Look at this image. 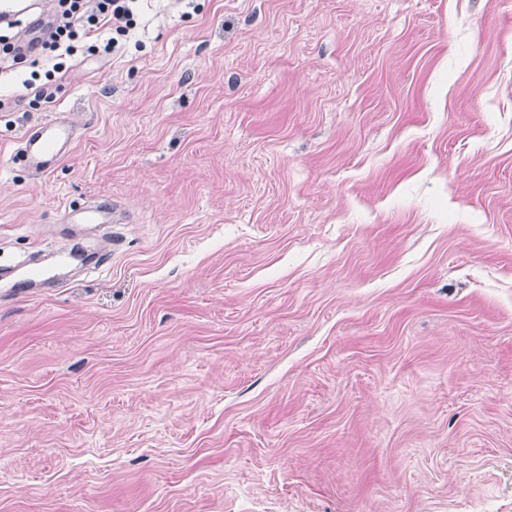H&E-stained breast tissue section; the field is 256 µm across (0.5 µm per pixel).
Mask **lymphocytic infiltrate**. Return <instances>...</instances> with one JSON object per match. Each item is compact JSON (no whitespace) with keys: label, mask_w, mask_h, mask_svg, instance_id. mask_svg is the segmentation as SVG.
I'll list each match as a JSON object with an SVG mask.
<instances>
[{"label":"lymphocytic infiltrate","mask_w":512,"mask_h":512,"mask_svg":"<svg viewBox=\"0 0 512 512\" xmlns=\"http://www.w3.org/2000/svg\"><path fill=\"white\" fill-rule=\"evenodd\" d=\"M59 21L41 45L22 50L18 34H0V67L28 61L32 73L25 81L35 99L52 98L65 81L78 54L113 56L119 38L137 26L140 0H57Z\"/></svg>","instance_id":"obj_1"}]
</instances>
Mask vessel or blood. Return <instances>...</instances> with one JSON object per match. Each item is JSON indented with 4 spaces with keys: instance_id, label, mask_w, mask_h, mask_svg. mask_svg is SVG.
Returning <instances> with one entry per match:
<instances>
[{
    "instance_id": "obj_1",
    "label": "vessel or blood",
    "mask_w": 512,
    "mask_h": 512,
    "mask_svg": "<svg viewBox=\"0 0 512 512\" xmlns=\"http://www.w3.org/2000/svg\"><path fill=\"white\" fill-rule=\"evenodd\" d=\"M74 138V129L55 119L30 125L25 130L19 153L28 167L35 173L51 170L66 154ZM85 224H108L120 222L123 214L117 206L98 203L75 212Z\"/></svg>"
}]
</instances>
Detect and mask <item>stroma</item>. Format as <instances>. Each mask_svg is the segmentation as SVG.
Listing matches in <instances>:
<instances>
[{
  "label": "stroma",
  "instance_id": "1",
  "mask_svg": "<svg viewBox=\"0 0 512 512\" xmlns=\"http://www.w3.org/2000/svg\"><path fill=\"white\" fill-rule=\"evenodd\" d=\"M165 2L0 84V512H512V0ZM74 134L73 127L55 119L30 125L20 140L19 153L33 172L46 173L66 154ZM112 213V217L110 214ZM69 218L77 217L84 224H116L123 220V213L116 204L97 203L93 206L83 207L79 210L71 211Z\"/></svg>",
  "mask_w": 512,
  "mask_h": 512
}]
</instances>
